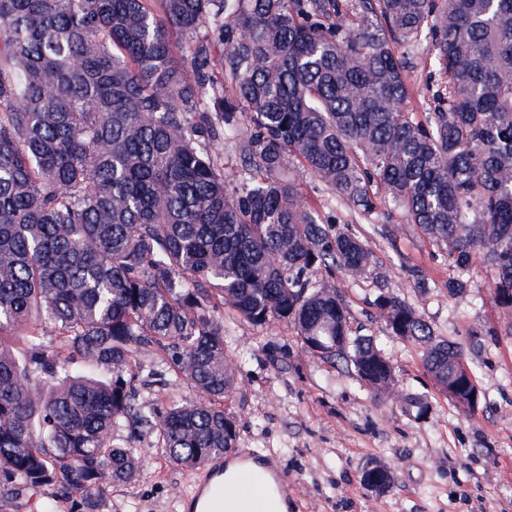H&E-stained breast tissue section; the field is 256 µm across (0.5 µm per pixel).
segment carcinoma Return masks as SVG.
I'll return each mask as SVG.
<instances>
[{"label":"carcinoma","mask_w":512,"mask_h":512,"mask_svg":"<svg viewBox=\"0 0 512 512\" xmlns=\"http://www.w3.org/2000/svg\"><path fill=\"white\" fill-rule=\"evenodd\" d=\"M421 42L443 85L422 122L404 106ZM296 165L356 212L403 210L444 247L448 293L493 268L511 313L512 0H0L1 487L96 512L139 471L118 430L186 468L233 447L220 306L292 325L374 392L394 381L327 280L374 255ZM373 305L448 386L455 346L398 296ZM164 374L202 398L136 410Z\"/></svg>","instance_id":"cac0c4a2"}]
</instances>
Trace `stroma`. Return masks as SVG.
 Segmentation results:
<instances>
[{"mask_svg":"<svg viewBox=\"0 0 512 512\" xmlns=\"http://www.w3.org/2000/svg\"><path fill=\"white\" fill-rule=\"evenodd\" d=\"M407 71L408 109L422 117L438 79L427 44ZM327 213L363 241L378 277L332 276L350 323L379 342L395 371L393 394H372L340 362L305 353L293 326H254L224 314L238 385L224 402L236 425L235 450L273 459L288 487V512H512V314L494 303V273L475 265L464 297L449 296L454 270L443 247L401 211L364 216L336 203ZM416 307L436 335L472 368L480 401L459 405L427 371L423 350L389 335L371 301L380 285ZM134 446L140 470L104 487L97 512H188L198 470L170 461L152 435ZM392 472L387 492L361 479L365 467Z\"/></svg>","mask_w":512,"mask_h":512,"instance_id":"35a3bbf8","label":"stroma"}]
</instances>
